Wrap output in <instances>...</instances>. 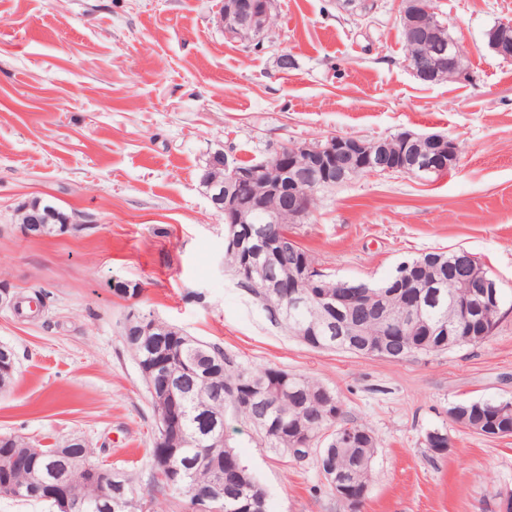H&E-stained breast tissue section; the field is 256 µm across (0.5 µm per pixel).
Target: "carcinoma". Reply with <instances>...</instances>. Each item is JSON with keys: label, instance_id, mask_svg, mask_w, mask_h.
Wrapping results in <instances>:
<instances>
[{"label": "carcinoma", "instance_id": "cac0c4a2", "mask_svg": "<svg viewBox=\"0 0 512 512\" xmlns=\"http://www.w3.org/2000/svg\"><path fill=\"white\" fill-rule=\"evenodd\" d=\"M42 206L49 211L53 223L46 225V234L54 235L69 219V214L55 204L45 201ZM429 253H422L400 263L395 272L380 284H369L368 289L384 301L391 309L405 310L397 289L399 280L411 274L424 262ZM224 268L235 280L243 281L241 256L237 251L224 250ZM359 283L330 278L323 272H314L313 277L302 284L308 295L324 291L336 292L343 288L357 287ZM247 293L270 315V318L299 341L313 349L342 350L355 355L374 356L399 362L416 355H438L457 347L482 344L488 341L497 329L505 313L500 311L485 326L483 336H453L439 338L429 336L426 328L415 323L403 328L397 323H373L364 325L365 340L370 349L364 350L347 342L333 340L327 333L316 332L313 336H302V325L298 320L286 318L290 288L246 287ZM456 283L449 282L440 289L439 304L430 306L424 315L427 320L442 319L456 321L460 309L466 306L458 297ZM154 325L151 335L171 354L172 370L194 377L191 393L180 404L148 394L155 421L170 416L180 417L179 431L165 438V447L178 449L171 463V475L158 472L151 467V481L160 491L180 489L184 492L183 512H197L195 492L209 488L219 493L212 504L214 512H236V507L245 492L240 482L226 479V472L237 470L247 481L257 477L242 461L239 453L229 443L222 448L208 447V432L204 421L209 420L224 427L226 414L230 413L245 421L257 414L251 405L242 407L237 400L241 387L254 386L269 397L271 411L267 426L255 430L260 444L280 455L293 456L292 449L302 446L310 454L318 434H324L325 447L319 452V469L326 477L328 467L349 476L351 498L346 500L350 512H358L372 480V462L376 453V442L371 431L362 425L344 421V410L336 392L304 375L284 369L262 366L251 367L237 363L224 348L191 336L183 330L149 318ZM132 353L143 380H148L149 371L156 365L158 352L137 342L132 336H123ZM457 423L474 433L490 438L512 434V399L497 401L473 400L453 406ZM425 447L433 457L448 450V433L434 429L425 436ZM21 448L33 464L43 469L44 477L56 493H69L85 504L84 512H105L102 506L107 498L121 501V512H134L137 508L133 478L118 468H111L112 485L104 488L90 480H76L70 484L64 478H55L59 473L57 448L40 441H25L12 435L0 436V454ZM30 472L24 466L15 469L7 479L0 478V495L11 488L28 485Z\"/></svg>", "mask_w": 512, "mask_h": 512}]
</instances>
